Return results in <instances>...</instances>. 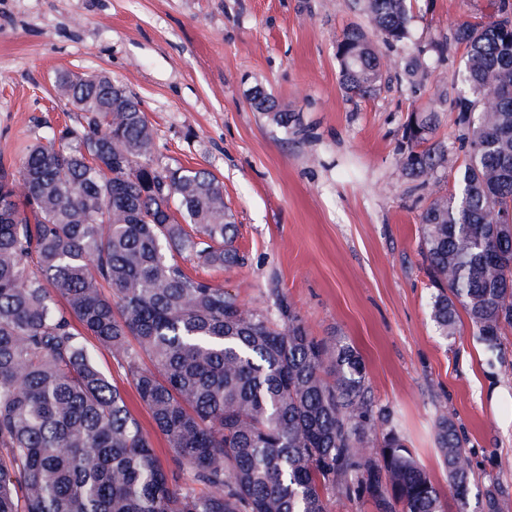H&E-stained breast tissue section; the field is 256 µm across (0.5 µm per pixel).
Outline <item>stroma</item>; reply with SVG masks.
I'll list each match as a JSON object with an SVG mask.
<instances>
[{
    "label": "stroma",
    "mask_w": 512,
    "mask_h": 512,
    "mask_svg": "<svg viewBox=\"0 0 512 512\" xmlns=\"http://www.w3.org/2000/svg\"><path fill=\"white\" fill-rule=\"evenodd\" d=\"M413 52L378 43L394 62L376 92L347 95L336 43L366 26L354 0H0V160L76 114L57 75L102 72L141 103L160 161L212 172L237 225L244 265L198 274L248 305L281 289L316 338L353 344L376 406L386 408L444 500L448 474L435 422L455 421L471 457L469 512L499 485L512 512V328L489 357L461 323L439 334L418 216L425 192L403 172L412 113L435 110L436 138L458 152L463 48L433 47L490 0H411ZM263 89L295 125L251 106Z\"/></svg>",
    "instance_id": "1"
}]
</instances>
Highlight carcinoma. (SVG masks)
<instances>
[{
    "label": "carcinoma",
    "mask_w": 512,
    "mask_h": 512,
    "mask_svg": "<svg viewBox=\"0 0 512 512\" xmlns=\"http://www.w3.org/2000/svg\"><path fill=\"white\" fill-rule=\"evenodd\" d=\"M356 2L369 30L346 29L336 54L345 92L367 96L388 67L373 37L408 42L409 7ZM450 43L465 49L452 90L464 158L435 140L436 113L416 112L404 170L430 189L419 229L433 322L452 336L463 312L494 352L512 327V240H500L512 225V0ZM56 84L76 120L36 138L17 170L0 166V512H328V491L379 512H446L353 345L311 336L279 290L248 306L189 270L244 262L218 178L159 165L140 102L109 76ZM251 105L278 127L295 121L259 90ZM95 348L125 368L171 469ZM436 447L468 512L471 462L446 416ZM499 495L487 488L482 512H500Z\"/></svg>",
    "instance_id": "obj_1"
}]
</instances>
